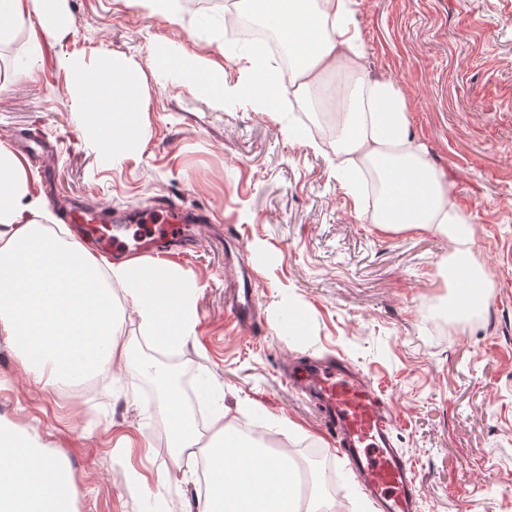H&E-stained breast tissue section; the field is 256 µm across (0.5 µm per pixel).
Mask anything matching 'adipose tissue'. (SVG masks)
Wrapping results in <instances>:
<instances>
[{
    "mask_svg": "<svg viewBox=\"0 0 512 512\" xmlns=\"http://www.w3.org/2000/svg\"><path fill=\"white\" fill-rule=\"evenodd\" d=\"M355 5L356 0H238V13L258 17L290 58L287 72L270 74L259 67L262 47L253 48L243 57L252 80L242 88L225 86L223 66L162 47L152 50L151 62L216 105L242 93L263 113L278 111L291 94L311 105L318 78L342 74L336 134L328 145L337 178L368 223L392 231L431 228L448 237L456 246L448 279L458 290L457 309L475 312L486 277L471 266L469 221L449 198L444 173L424 158L397 83L366 73ZM34 24L61 43L74 19L65 0H0V45ZM67 68L88 136L116 162L139 151L147 136L140 117V64L110 53L92 65L70 57ZM365 167L380 182L372 200L355 188ZM42 213L26 168L0 143V332L10 336L36 383L63 387L117 364L143 370L139 351L122 338L123 314L112 294L116 283L156 345L173 349L188 339L196 311L193 286L180 270L137 260L112 263L39 223ZM150 379L174 458L182 460L196 443L195 420L167 373H151ZM210 427L209 484L201 512H334L333 499L318 489L301 494L292 461L264 447L261 438L241 436L226 409L214 412ZM73 495L58 460L28 435L0 426V512H70Z\"/></svg>",
    "mask_w": 512,
    "mask_h": 512,
    "instance_id": "obj_1",
    "label": "adipose tissue"
}]
</instances>
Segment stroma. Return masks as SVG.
I'll return each instance as SVG.
<instances>
[{
	"label": "stroma",
	"mask_w": 512,
	"mask_h": 512,
	"mask_svg": "<svg viewBox=\"0 0 512 512\" xmlns=\"http://www.w3.org/2000/svg\"><path fill=\"white\" fill-rule=\"evenodd\" d=\"M69 39L30 53L28 32L0 48V143L38 129L53 147L56 187L43 221L56 226L72 198L106 211L149 209L169 198L210 214L238 239L257 273L263 326L230 315L235 272L222 237L201 239L174 266L194 284L196 321L186 343L157 348L136 314L122 333L155 367L197 390L211 374L231 423L278 421L289 445L318 454L319 488L342 491L345 512H374L352 476L337 479L333 446L309 400L290 389V361L334 355L361 370L396 421L395 443L412 462L420 512H512V0H357L369 75L394 78L428 162L469 219L472 261L487 275L477 317L449 313L455 291L441 275L453 246L431 229L383 231L367 223L326 156L294 140L316 113L254 111L237 95L215 107L147 67L154 43L203 52V35L123 0H66ZM117 52L144 64L143 150L112 164L91 144L69 92L67 59ZM30 61L27 76L13 73ZM224 80L246 83L242 65ZM303 312L289 327L286 307ZM149 379L116 372L97 394L32 383L0 334V425L60 459L74 512H195L198 480L172 479L166 427ZM141 477L128 490L123 475Z\"/></svg>",
	"instance_id": "1"
}]
</instances>
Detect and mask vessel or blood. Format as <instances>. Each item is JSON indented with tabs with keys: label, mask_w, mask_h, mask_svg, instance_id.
I'll return each instance as SVG.
<instances>
[{
	"label": "vessel or blood",
	"mask_w": 512,
	"mask_h": 512,
	"mask_svg": "<svg viewBox=\"0 0 512 512\" xmlns=\"http://www.w3.org/2000/svg\"><path fill=\"white\" fill-rule=\"evenodd\" d=\"M62 219L68 224L81 225L102 251L117 256L131 251L153 257L171 243L197 240L199 226L205 223L206 216L185 211L173 201L161 202L142 211L140 221L163 225V232L137 239L131 248L123 241L125 227L90 223L85 212L77 210L64 213ZM232 314L242 328L251 330L258 326L260 313L253 279H244L242 286L236 288ZM289 383L315 402L336 436L339 457L346 459L378 512H416L415 473L410 461L394 446L391 416L370 380L333 357L296 364L289 373Z\"/></svg>",
	"instance_id": "1"
}]
</instances>
